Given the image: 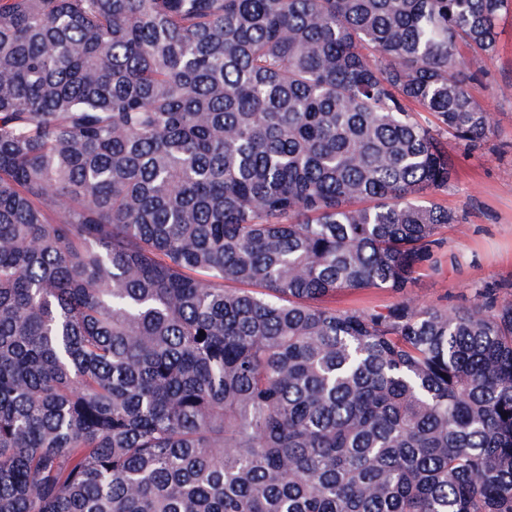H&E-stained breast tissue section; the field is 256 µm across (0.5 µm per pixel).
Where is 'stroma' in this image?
Instances as JSON below:
<instances>
[{
  "instance_id": "stroma-1",
  "label": "stroma",
  "mask_w": 512,
  "mask_h": 512,
  "mask_svg": "<svg viewBox=\"0 0 512 512\" xmlns=\"http://www.w3.org/2000/svg\"><path fill=\"white\" fill-rule=\"evenodd\" d=\"M498 32L494 57L484 60L483 74L469 84L495 134L479 151L448 142L456 175L431 198L458 221L440 230V271L426 273L408 290L424 305L462 309L486 285L512 300V13L499 20Z\"/></svg>"
}]
</instances>
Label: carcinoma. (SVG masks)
<instances>
[{
  "instance_id": "carcinoma-1",
  "label": "carcinoma",
  "mask_w": 512,
  "mask_h": 512,
  "mask_svg": "<svg viewBox=\"0 0 512 512\" xmlns=\"http://www.w3.org/2000/svg\"><path fill=\"white\" fill-rule=\"evenodd\" d=\"M510 11L0 0V512H512V302L329 304L440 269Z\"/></svg>"
}]
</instances>
